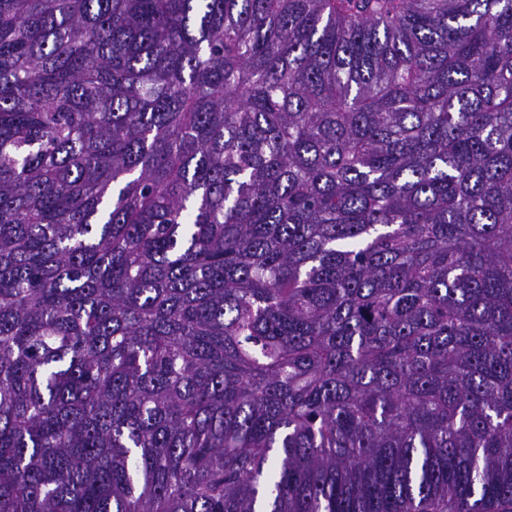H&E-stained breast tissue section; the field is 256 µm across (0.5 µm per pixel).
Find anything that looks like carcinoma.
Instances as JSON below:
<instances>
[{"mask_svg":"<svg viewBox=\"0 0 512 512\" xmlns=\"http://www.w3.org/2000/svg\"><path fill=\"white\" fill-rule=\"evenodd\" d=\"M0 512H512V0H0Z\"/></svg>","mask_w":512,"mask_h":512,"instance_id":"obj_1","label":"carcinoma"}]
</instances>
